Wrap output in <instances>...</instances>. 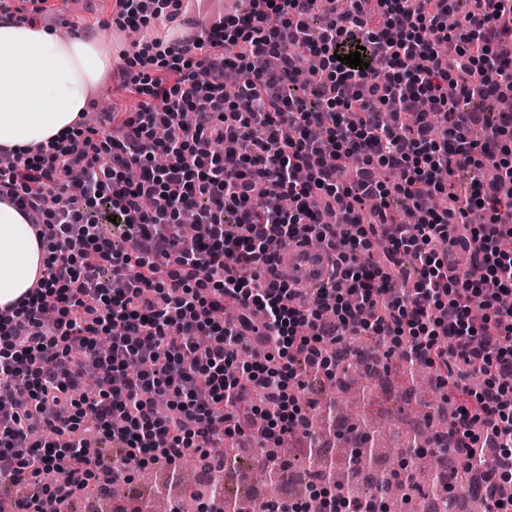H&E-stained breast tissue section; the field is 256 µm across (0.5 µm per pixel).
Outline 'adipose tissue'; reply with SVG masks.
<instances>
[{"instance_id": "adipose-tissue-1", "label": "adipose tissue", "mask_w": 512, "mask_h": 512, "mask_svg": "<svg viewBox=\"0 0 512 512\" xmlns=\"http://www.w3.org/2000/svg\"><path fill=\"white\" fill-rule=\"evenodd\" d=\"M111 65L95 41L1 22L0 148L25 149L76 133ZM47 257L29 218L0 202V314L33 288Z\"/></svg>"}]
</instances>
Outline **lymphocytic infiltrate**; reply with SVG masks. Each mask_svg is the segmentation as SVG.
<instances>
[{"label":"lymphocytic infiltrate","mask_w":512,"mask_h":512,"mask_svg":"<svg viewBox=\"0 0 512 512\" xmlns=\"http://www.w3.org/2000/svg\"><path fill=\"white\" fill-rule=\"evenodd\" d=\"M262 2L166 46L161 74H125L141 103L109 134L86 121L68 140L0 150V200L33 216L49 252L0 316V398L19 379L28 390L0 410V498L45 512L224 438L282 446L306 419L300 368L335 378L356 336L435 367L456 405L445 449L490 489L489 512H512V309L499 303L512 296V111L484 108L512 93V0ZM454 36L451 56L440 45ZM356 50L365 69L343 61ZM233 64L234 97L198 78ZM440 112L453 122L438 137ZM259 183L292 207L261 210ZM336 210L345 224L325 223ZM475 210L485 223L467 222ZM313 239L336 250L339 278L309 293L272 276L280 247ZM458 248L469 264L450 261ZM55 470L65 485L46 482ZM271 512L390 507L331 484Z\"/></svg>","instance_id":"lymphocytic-infiltrate-1"}]
</instances>
